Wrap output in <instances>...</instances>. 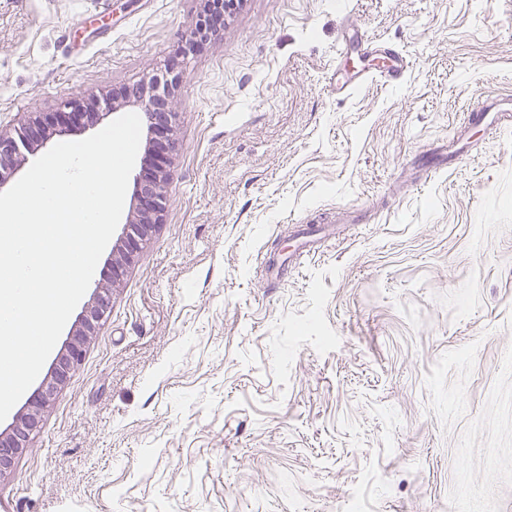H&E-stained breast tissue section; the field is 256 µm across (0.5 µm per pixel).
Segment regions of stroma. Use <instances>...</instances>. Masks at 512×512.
Masks as SVG:
<instances>
[{"instance_id": "stroma-1", "label": "stroma", "mask_w": 512, "mask_h": 512, "mask_svg": "<svg viewBox=\"0 0 512 512\" xmlns=\"http://www.w3.org/2000/svg\"><path fill=\"white\" fill-rule=\"evenodd\" d=\"M202 5L0 0V132L181 76L163 220L0 512H512V127L465 124L512 0H239L188 55ZM343 41L411 68L339 95Z\"/></svg>"}]
</instances>
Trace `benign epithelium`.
<instances>
[{"instance_id":"7a95c632","label":"benign epithelium","mask_w":512,"mask_h":512,"mask_svg":"<svg viewBox=\"0 0 512 512\" xmlns=\"http://www.w3.org/2000/svg\"><path fill=\"white\" fill-rule=\"evenodd\" d=\"M179 78L162 76L141 87L131 88L120 95H113L97 102L104 108L115 110L132 103L141 107L147 125V133L160 141L158 163L144 173L138 181L135 216L125 225L118 245L112 250L111 274L102 283L84 310L79 325L72 331L65 343L62 354L34 395L28 399L17 414L13 426L0 433V477L11 472L15 461L23 451L31 447L32 440L40 427L43 410L53 401L58 389L65 383L69 374L82 363L86 347L96 333L99 324L112 312V290L121 279L127 267L149 243L152 233L161 223L166 205L167 185L166 149L171 145V109ZM99 113L87 112L83 105L73 103L68 110L56 112L48 121L60 128L84 122L94 124ZM43 123L35 118L27 126L18 129L13 136L0 133V186L9 175L18 170L24 161V150L30 141L42 133Z\"/></svg>"}]
</instances>
